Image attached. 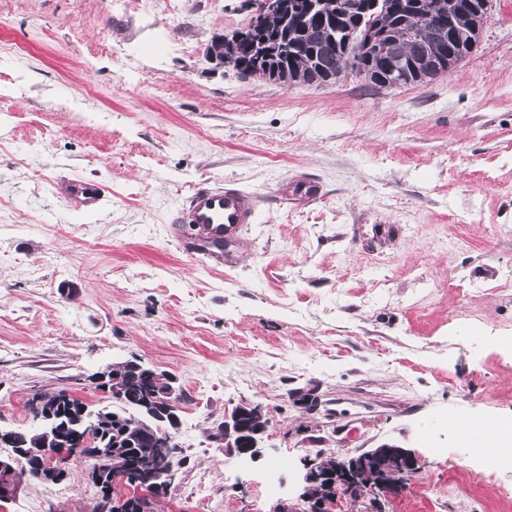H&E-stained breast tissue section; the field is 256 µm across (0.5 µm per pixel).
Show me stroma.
I'll use <instances>...</instances> for the list:
<instances>
[{"label":"stroma","instance_id":"35a3bbf8","mask_svg":"<svg viewBox=\"0 0 512 512\" xmlns=\"http://www.w3.org/2000/svg\"><path fill=\"white\" fill-rule=\"evenodd\" d=\"M248 2L0 0V428L37 393L110 405L90 375L136 360L187 397L154 512H271L307 464L388 441L420 462L385 512H512V464L448 428L512 420V0L448 75L383 89L209 62ZM306 179L314 201L283 200ZM196 184L256 207L221 271L167 236ZM243 400L270 418L253 460L210 436ZM89 470L20 476L0 512H92ZM61 190L77 210L94 207L100 200L99 187L84 180L67 181Z\"/></svg>","mask_w":512,"mask_h":512}]
</instances>
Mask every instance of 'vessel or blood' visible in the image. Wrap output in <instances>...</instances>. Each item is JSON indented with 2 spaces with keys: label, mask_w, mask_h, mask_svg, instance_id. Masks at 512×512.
I'll return each instance as SVG.
<instances>
[{
  "label": "vessel or blood",
  "mask_w": 512,
  "mask_h": 512,
  "mask_svg": "<svg viewBox=\"0 0 512 512\" xmlns=\"http://www.w3.org/2000/svg\"><path fill=\"white\" fill-rule=\"evenodd\" d=\"M61 190L78 210L94 207L100 200L99 187L83 180L67 181ZM253 219L254 208L241 189L197 185L177 209L168 232L179 249L201 255L215 268L225 262V241L235 239L242 225Z\"/></svg>",
  "instance_id": "1"
}]
</instances>
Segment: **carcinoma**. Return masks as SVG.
Returning a JSON list of instances; mask_svg holds the SVG:
<instances>
[{
  "label": "carcinoma",
  "instance_id": "carcinoma-1",
  "mask_svg": "<svg viewBox=\"0 0 512 512\" xmlns=\"http://www.w3.org/2000/svg\"><path fill=\"white\" fill-rule=\"evenodd\" d=\"M318 15L301 21L291 31L288 54L271 55L270 70L276 80L288 84L329 82L347 67L343 44L349 38L361 42L368 37L393 49V59L408 69L422 63L427 57L450 55L463 50L470 52L476 45L486 12L485 0H318ZM432 13L449 26L448 46L436 42L434 35L423 28V18ZM103 377H91V382L102 391L112 392V381L123 384L121 398L113 399L110 407L97 410L77 397L67 403L59 402V394L33 395L40 400L42 412L68 414L67 423L47 432L37 425L15 429L19 447L12 449L15 468L42 483L56 484L62 478L55 468L46 466L38 471L26 457L40 453L43 448L71 449L72 435L84 427L93 431V447L75 455L77 459L91 458L97 478L114 485L113 470L108 461L118 466L125 461L138 465L147 477L154 468L155 453L149 435L160 425L175 432L179 422L170 421V415L160 407L142 405L146 391L153 388L162 393L168 387L164 376L148 380L140 363L126 361L113 363L102 371Z\"/></svg>",
  "mask_w": 512,
  "mask_h": 512
}]
</instances>
